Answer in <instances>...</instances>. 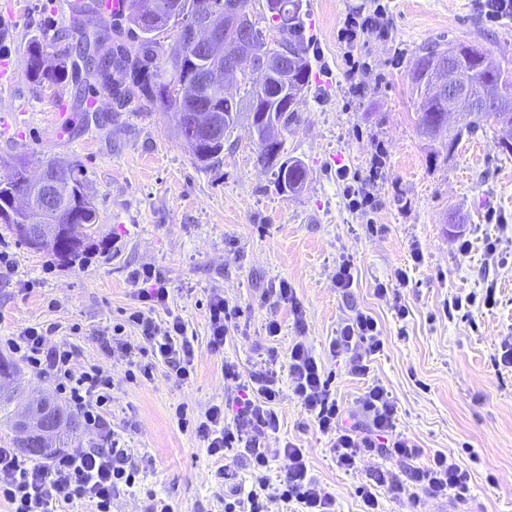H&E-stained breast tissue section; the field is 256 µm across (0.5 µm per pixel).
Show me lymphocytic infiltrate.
I'll return each mask as SVG.
<instances>
[{"label":"lymphocytic infiltrate","instance_id":"1","mask_svg":"<svg viewBox=\"0 0 512 512\" xmlns=\"http://www.w3.org/2000/svg\"><path fill=\"white\" fill-rule=\"evenodd\" d=\"M142 310L130 320L141 330L152 357L168 369L176 382H188L193 366L194 347L179 316L157 322L156 308L167 307L170 296L165 277L145 266L133 275ZM234 310L220 292H212L208 304L209 346L220 351L237 326ZM47 328H26L5 337L12 353L24 358L29 366L49 374L56 389L83 420L94 430L100 448L75 451L56 450L40 462H32L14 448H0V500L7 501L12 512H57L59 503L86 501L94 512H112V501L120 490L132 487L139 477L137 469L126 467L128 449L122 448L106 418L111 400L112 375L92 364L74 372L72 353L63 346L46 344ZM384 338L376 319L369 313L356 312L341 321L331 337L326 356L317 355L304 341L288 348V375L293 394L313 416L319 430L330 436V451L338 468L356 469L359 461L371 454L417 459L421 450L411 439L397 433L396 407L387 389L373 385L356 399V413L363 429L343 424L344 409L331 389L325 374L324 357L342 359L351 375L363 377L371 370V357L380 352ZM224 376L236 381L243 397L233 417H226L220 404L209 405L197 418L194 428L209 456L223 459L234 452L250 469L249 490L232 489L224 496V512H268L270 499L291 505L293 512H335L336 499L328 487L311 472L305 449L286 443L283 453L288 460L285 474L271 478V458L267 442L280 429L275 405L280 389L273 370L259 374L254 384L242 383L238 367L225 363ZM407 480L434 497L464 499L470 493V474L452 455L435 453L426 465L413 468Z\"/></svg>","mask_w":512,"mask_h":512}]
</instances>
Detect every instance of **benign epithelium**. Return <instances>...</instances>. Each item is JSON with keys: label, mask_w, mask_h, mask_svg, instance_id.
Returning <instances> with one entry per match:
<instances>
[{"label": "benign epithelium", "mask_w": 512, "mask_h": 512, "mask_svg": "<svg viewBox=\"0 0 512 512\" xmlns=\"http://www.w3.org/2000/svg\"><path fill=\"white\" fill-rule=\"evenodd\" d=\"M196 49L203 55V71L199 80L202 85L217 87L229 76L241 75L243 82L252 83L250 107L252 113L263 111L261 120L253 125L258 143L267 147L278 143L279 129L288 125V110L278 111L276 106L266 103L264 84L274 82L279 89L278 97L294 106L305 89V85L295 79L298 58L286 45L273 47L257 39V19L242 9L235 0L224 3L203 4L192 18L187 37L171 48L177 52L183 47ZM430 92L436 98L448 103V116L459 112H480L488 101L486 85L483 81L463 83L459 79L457 50L446 47L429 63ZM184 130L189 135L184 141L198 145L224 135L222 115L208 109L187 112L184 115ZM54 179H49L47 171L32 178L25 176L24 186L19 192L21 201L14 202L15 211L9 216L22 220L23 236L32 248L41 246L45 238L53 233L52 227L42 223L46 215L57 210L63 194V184L59 182L65 167L53 164ZM39 435L30 444V450L38 453L43 450L46 438L60 432L64 422L44 412L38 414Z\"/></svg>", "instance_id": "benign-epithelium-1"}]
</instances>
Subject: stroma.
<instances>
[{
	"label": "stroma",
	"mask_w": 512,
	"mask_h": 512,
	"mask_svg": "<svg viewBox=\"0 0 512 512\" xmlns=\"http://www.w3.org/2000/svg\"><path fill=\"white\" fill-rule=\"evenodd\" d=\"M59 0H0L12 10L16 35L0 39V71L13 79L0 87V176L24 157L30 176L47 161L79 164L94 198L95 247L64 263L31 250L0 223V251L15 265L0 280V336L29 326L53 325L48 344H69L75 370L98 363L112 373L108 419L140 468L135 487L121 490L112 512H145L151 499L180 512H224V494L250 484L248 469L226 455L215 463L192 431L179 428L176 407L196 417L233 394L225 362L242 380L261 367L257 346L273 344L281 388L280 430L270 439L274 475L287 465L286 442L305 448L312 473L336 496L337 512H360L357 494L374 470L408 471L406 463L378 456L356 472L336 466L322 433L289 387L286 351L301 339L324 354L330 336L353 311L372 313L385 338L368 376L347 373L326 360L331 388L343 407L367 387L385 386L397 407V430L422 450L454 455L471 474V493L456 500L422 495V512H512V366L499 364L512 344V155L500 147L494 122L449 146L447 134L429 138L417 128L419 99L410 70L432 41L477 46L512 73V19L489 21L478 0H303L311 68L294 120L280 132L281 159L301 161L303 188L280 191L275 167L260 157L247 116L224 138L219 164L202 168L183 146L169 111L144 101L117 105L111 92L70 71L46 88L29 75L28 44L40 40L48 59L74 50L70 13ZM383 6L386 32L362 37L361 68L345 73L346 47L338 34L347 15ZM360 83L352 92L351 83ZM382 152L383 175L373 193L372 220L350 210L339 168L366 174ZM468 250H461V242ZM495 243L488 254L487 243ZM354 263L352 288H336L341 257ZM155 267L169 283L167 308L157 320L181 317L194 339V374L169 380L161 363L152 379L129 383L125 354L106 351L112 328L139 309L131 274ZM404 270L409 285L397 300L375 296L379 282ZM287 281L305 314L297 326L272 289ZM236 306L239 335L211 351L207 308L213 289ZM494 290L495 306L484 305ZM405 306L399 317L396 306ZM281 325L275 339L267 317Z\"/></svg>",
	"instance_id": "stroma-1"
}]
</instances>
